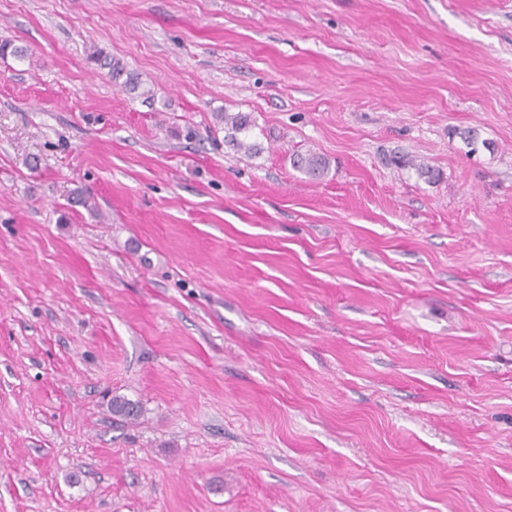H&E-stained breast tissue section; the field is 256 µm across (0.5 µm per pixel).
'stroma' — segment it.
<instances>
[{
    "mask_svg": "<svg viewBox=\"0 0 512 512\" xmlns=\"http://www.w3.org/2000/svg\"><path fill=\"white\" fill-rule=\"evenodd\" d=\"M5 38L0 512H512V0H0ZM215 122L218 126H224L225 143L247 155L256 154L259 145L249 139L250 132L255 129L249 113L218 112L215 114ZM290 161L293 168L305 173L312 179H321L327 175L329 162L321 155L314 153L292 152Z\"/></svg>",
    "mask_w": 512,
    "mask_h": 512,
    "instance_id": "obj_1",
    "label": "stroma"
}]
</instances>
